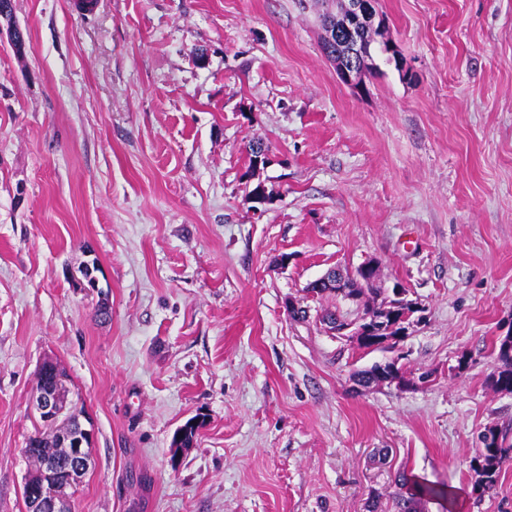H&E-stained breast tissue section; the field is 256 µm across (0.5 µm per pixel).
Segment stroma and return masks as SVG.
<instances>
[{
  "label": "stroma",
  "mask_w": 512,
  "mask_h": 512,
  "mask_svg": "<svg viewBox=\"0 0 512 512\" xmlns=\"http://www.w3.org/2000/svg\"><path fill=\"white\" fill-rule=\"evenodd\" d=\"M322 0H14L0 38V512H24L44 361L94 429L72 512H397L394 476L478 496L512 329V0H377L394 61L360 87ZM270 163L249 171L253 138ZM263 184L269 203L249 192ZM380 263L427 321L408 390L318 323L307 285ZM95 265L97 287L83 275ZM308 306L293 320L288 300ZM109 316H101V307ZM204 421L174 454L176 430ZM496 359L499 366L491 376L492 386L497 391L512 392V334L499 338Z\"/></svg>",
  "instance_id": "35a3bbf8"
}]
</instances>
